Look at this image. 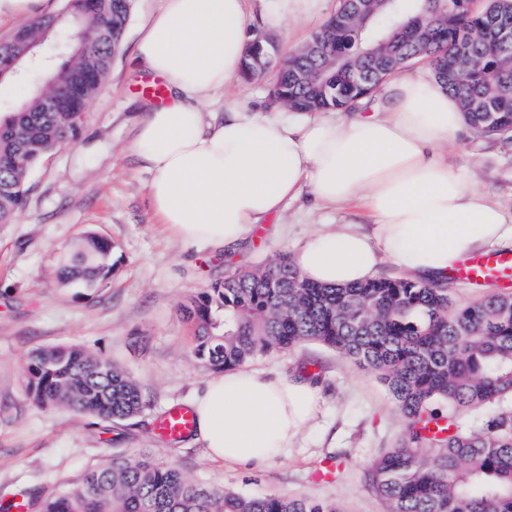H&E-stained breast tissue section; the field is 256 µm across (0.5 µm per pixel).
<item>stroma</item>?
I'll list each match as a JSON object with an SVG mask.
<instances>
[{
	"mask_svg": "<svg viewBox=\"0 0 512 512\" xmlns=\"http://www.w3.org/2000/svg\"><path fill=\"white\" fill-rule=\"evenodd\" d=\"M161 0H133L112 67L82 115L76 142L56 147L30 171L24 210L0 225V499L63 489L112 456L150 453L190 481L247 496L280 494L338 504L342 512H389L372 488L371 462L404 439L405 419L384 385L335 350L308 341L261 354L244 368L265 376L302 375L319 389L315 419L264 463L211 460L202 442L169 444L155 431L170 407L198 396L214 370L195 354L194 332L178 311L234 272L295 253L319 224L349 212L314 210L307 198L258 227L239 247L196 252L156 224L149 176L131 150L146 101L133 55ZM339 6L323 0L313 20L276 31L282 55L307 44ZM272 75L238 80L216 94L249 108L270 107ZM454 168L473 171L481 189L512 212V142L463 134L448 149ZM112 245V273L93 291L58 278L67 252L86 231ZM78 345L106 357L145 390L150 404L131 419L107 422L26 395L25 360L39 347Z\"/></svg>",
	"mask_w": 512,
	"mask_h": 512,
	"instance_id": "obj_1",
	"label": "stroma"
}]
</instances>
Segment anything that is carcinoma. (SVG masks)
<instances>
[{
	"label": "carcinoma",
	"instance_id": "cac0c4a2",
	"mask_svg": "<svg viewBox=\"0 0 512 512\" xmlns=\"http://www.w3.org/2000/svg\"><path fill=\"white\" fill-rule=\"evenodd\" d=\"M449 2L448 18L410 36L424 0L378 4L360 32L342 17L360 0H340L307 53L289 55L277 94L296 112L354 110L378 89L380 76L413 61L461 103L481 135L512 137V59L497 50L489 6ZM68 0V12L46 13L25 26L38 48L56 43L67 26L88 30L66 49L53 78L40 82L19 109L0 118V225L25 205L30 170L53 148L73 142L80 116L108 75L131 6L115 0ZM26 60L27 46L0 39V55ZM328 53L342 66L327 73L325 92L309 79ZM111 245L88 233L64 257L58 276L96 287L112 272ZM224 309V324L212 308ZM194 327L195 353L210 366L233 369L262 353L317 341L376 374L406 420L403 442L372 463L374 489L390 512H512V414L495 407L512 397V296L493 293L466 307L448 289L403 278H374L325 287L303 278L286 256L234 273L180 305ZM27 393L42 407L114 422L139 415L148 396L106 358L70 345L38 349L26 360ZM487 410L480 432L460 429L459 416ZM29 512H341L338 505L271 494L248 497L188 481L150 455L114 457L59 492L27 493Z\"/></svg>",
	"mask_w": 512,
	"mask_h": 512
}]
</instances>
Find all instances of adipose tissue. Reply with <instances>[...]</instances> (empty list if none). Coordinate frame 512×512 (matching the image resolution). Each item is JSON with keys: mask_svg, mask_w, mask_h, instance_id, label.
I'll return each instance as SVG.
<instances>
[{"mask_svg": "<svg viewBox=\"0 0 512 512\" xmlns=\"http://www.w3.org/2000/svg\"><path fill=\"white\" fill-rule=\"evenodd\" d=\"M249 0H162L135 60L163 78L170 101L150 105L131 149L150 174L159 224L191 249L231 250L308 191L316 208H352L367 228L342 222L311 234L292 262L327 287L372 279L390 260L425 281L446 278L473 252L512 244V219L450 168L443 148L465 129L458 100L430 77L403 74L380 104L350 116L252 111L233 99L208 112L240 77L255 34ZM278 29L309 18L320 0H259ZM312 383L248 371L209 377L192 408L211 459L276 457L316 412Z\"/></svg>", "mask_w": 512, "mask_h": 512, "instance_id": "obj_1", "label": "adipose tissue"}]
</instances>
